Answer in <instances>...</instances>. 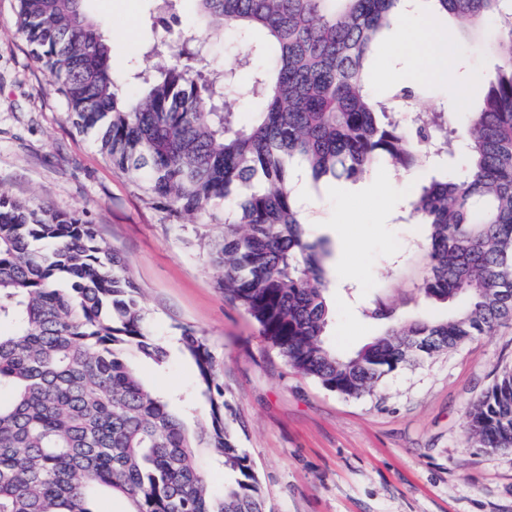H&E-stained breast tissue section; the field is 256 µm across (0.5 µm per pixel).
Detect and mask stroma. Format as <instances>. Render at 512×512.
Returning a JSON list of instances; mask_svg holds the SVG:
<instances>
[{
  "mask_svg": "<svg viewBox=\"0 0 512 512\" xmlns=\"http://www.w3.org/2000/svg\"><path fill=\"white\" fill-rule=\"evenodd\" d=\"M86 0L109 37L110 63L128 70L153 21V0ZM445 77L422 81L419 52L392 37L378 45L381 90H423L429 113L447 105L464 125L461 101H476L494 71L477 46L447 35ZM462 159L422 155L407 171L383 166L381 191L358 195L335 181L307 187L306 232L329 242L332 324L328 340L353 351L377 336L379 305L402 317L438 315L423 303L426 231L405 204L434 178L459 174ZM0 192L60 212H79L121 252L168 357L137 363L143 379L204 425L195 367L179 347L184 328L206 337L238 423L239 446L257 474L267 512H512V451L470 438L466 413L502 370L512 368V323L385 377L373 394L347 398L289 367L247 313L225 299L208 261L223 227L177 219L152 200L73 125L50 76L18 30L17 0H0Z\"/></svg>",
  "mask_w": 512,
  "mask_h": 512,
  "instance_id": "1",
  "label": "stroma"
}]
</instances>
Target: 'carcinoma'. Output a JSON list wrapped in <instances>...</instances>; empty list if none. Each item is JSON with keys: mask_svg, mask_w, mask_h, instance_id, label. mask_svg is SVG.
<instances>
[{"mask_svg": "<svg viewBox=\"0 0 512 512\" xmlns=\"http://www.w3.org/2000/svg\"><path fill=\"white\" fill-rule=\"evenodd\" d=\"M18 29L58 86L72 123L118 169L177 218L210 214L224 234L210 251L224 297L238 304L292 369L349 398L396 369L512 322V0H427L479 33L489 20L499 60L469 112L464 171L409 202L426 227L422 296L448 314L402 319L370 312L383 332L353 353L325 339L331 319L324 239L312 240L291 164L318 182H352L388 162L409 169L434 146L456 153L448 113L415 133L371 92L373 50L398 0H154L142 64L112 70L108 39L84 0H18ZM233 29L246 49L222 68L213 36ZM252 70L249 82L238 70ZM260 101L242 126L236 101ZM224 205V217L211 212ZM0 512H100V495L127 512H265L253 465L237 445L207 339L184 330L209 424L191 432L138 375L139 355L165 348L148 326L124 257L94 224L0 193ZM469 433L512 449V369L470 405ZM222 458L216 491L195 449Z\"/></svg>", "mask_w": 512, "mask_h": 512, "instance_id": "obj_1", "label": "carcinoma"}]
</instances>
